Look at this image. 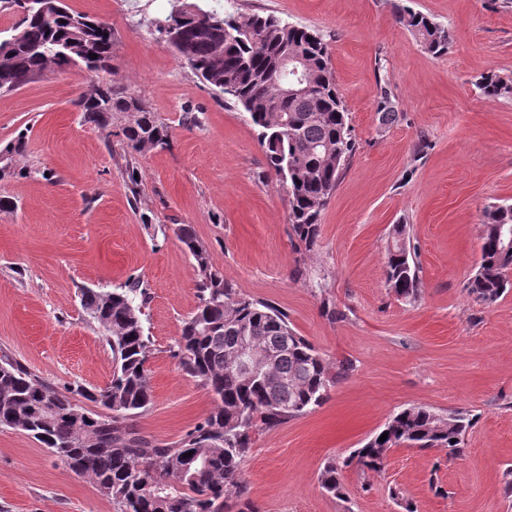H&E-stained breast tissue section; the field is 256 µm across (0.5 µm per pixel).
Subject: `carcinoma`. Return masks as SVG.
I'll return each mask as SVG.
<instances>
[{
	"label": "carcinoma",
	"instance_id": "carcinoma-1",
	"mask_svg": "<svg viewBox=\"0 0 512 512\" xmlns=\"http://www.w3.org/2000/svg\"><path fill=\"white\" fill-rule=\"evenodd\" d=\"M7 12L20 19L7 36H0V92L69 68L112 71L109 23L70 10L64 0H0V13ZM165 20L182 32L176 51L181 61L217 95L240 106L258 129L267 164L288 192L293 235L312 247L322 211L357 150L329 44L305 26L272 15L244 18L207 3L182 0ZM396 20L430 54L448 52L450 31L433 18L402 7ZM287 53L303 60L310 91L285 100L282 62ZM92 54L97 58H90ZM477 88L487 97L512 95V84L494 74L482 76ZM127 96L124 87L97 84L81 96L78 106L86 121L106 130L109 119L125 111ZM135 110L134 123L122 127L129 153L166 146L169 127L139 98ZM377 112L384 123L396 118V103L384 87ZM24 139L20 133L0 150V175L15 173ZM502 227L512 228V204L486 206L480 258L466 285L468 295L482 305L494 304L512 288V246L499 241ZM393 232L386 281L399 298L412 303L420 295L417 253L407 245L406 226L397 225ZM175 234L194 261L199 303L183 320L168 353L183 373L212 393L209 413L175 442H152L136 427L135 419L152 404V340L144 322L146 292L134 281L112 290L80 291L81 306L102 329L112 352L111 381L92 390L79 384L61 390L1 355L0 430L21 432L43 444L57 461L116 503L119 512H245L250 488L244 463L254 435L323 405L331 385L349 374L352 363L331 365L289 326L284 312L225 279L190 226H178ZM245 337L257 355H273L275 366L269 373L248 377L229 362L228 354ZM79 397L98 410L77 403ZM48 402L57 409L52 417L44 412ZM471 424L463 412L441 418L425 406L400 409L362 447L344 458L328 459L321 487L344 497L346 469L379 471L388 453L402 446L436 449L447 460L457 458ZM384 433L387 439L381 442Z\"/></svg>",
	"mask_w": 512,
	"mask_h": 512
}]
</instances>
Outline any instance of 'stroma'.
<instances>
[{
  "label": "stroma",
  "instance_id": "35a3bbf8",
  "mask_svg": "<svg viewBox=\"0 0 512 512\" xmlns=\"http://www.w3.org/2000/svg\"><path fill=\"white\" fill-rule=\"evenodd\" d=\"M112 26V69L57 71L0 93V148L25 133L23 175L0 177V355L57 387H102L112 353L80 291L140 278L152 404L136 421L148 439L178 440L213 398L167 353L198 304L187 224L213 266L243 293L352 372L324 404L256 434L244 465L255 512H512V290L485 307L469 297L482 211L512 204V96L487 98L483 75L512 83V10L495 0H221L243 16L276 15L321 34L359 149L324 209L312 248L299 246L288 196L247 114L214 93L161 38L170 0H65ZM408 6L448 27L447 54L427 53L397 23ZM128 86L171 131L167 147L124 157L120 124L103 131L77 107L91 84ZM395 122L376 112L380 90ZM427 149L416 151L419 139ZM137 182H130V172ZM419 253L421 297L386 283L395 225ZM341 312L331 320L327 309ZM462 411L464 454L400 447L381 471L346 470L345 498L319 474L396 411ZM444 495H436L434 486ZM0 512H118L88 479L27 435L0 431Z\"/></svg>",
  "mask_w": 512,
  "mask_h": 512
}]
</instances>
